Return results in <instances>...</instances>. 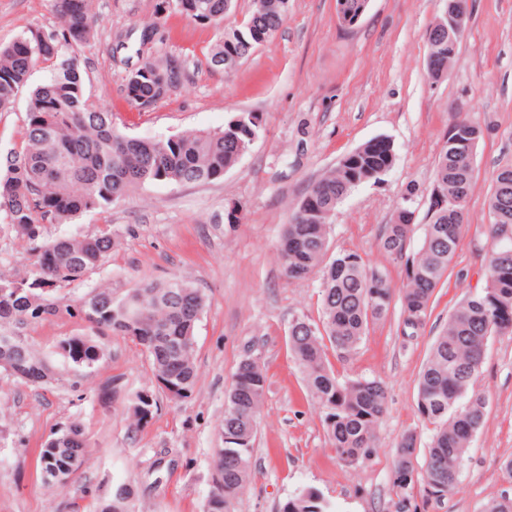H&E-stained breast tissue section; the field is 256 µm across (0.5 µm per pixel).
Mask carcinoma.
<instances>
[{
    "instance_id": "carcinoma-1",
    "label": "carcinoma",
    "mask_w": 512,
    "mask_h": 512,
    "mask_svg": "<svg viewBox=\"0 0 512 512\" xmlns=\"http://www.w3.org/2000/svg\"><path fill=\"white\" fill-rule=\"evenodd\" d=\"M56 0L58 25L46 31H27L0 46V112L13 108L20 89L28 86L40 62L50 64V79L30 89L22 147L8 153L0 164V213L16 235L32 244L36 273L0 274V342L11 341L16 359L31 376L27 385L38 387L53 379L45 358L12 325L78 318L96 331L129 337L141 345L150 360L153 377L162 372L172 382L194 392L195 326L202 313L204 293L184 278L163 284L140 283L122 293L108 286L91 289L70 304L62 288L84 280L99 269L112 250L106 232L50 241L52 257L38 252L36 241L47 224H64L92 211H103L146 184L210 183L224 177L253 145L255 127L226 122L214 131L190 130L167 139H146L121 132L112 112L93 107L84 97L87 72L75 48L96 36L99 17L91 0L71 6ZM225 0H168L166 7L196 21L224 23ZM288 0H260L238 30L230 28L212 44L207 63L225 70L224 56L247 59L251 52L237 32L269 40L284 24ZM458 42L430 44L427 51L452 65ZM138 62L121 59L127 76L138 78L124 94L129 109L146 112L169 97L183 78V65L173 59L144 56ZM482 137L479 125L460 115L448 126V136L435 163L428 191L427 223L420 248L408 252L414 225L403 223L407 207L416 205L417 191L407 188L390 223L379 237L381 249L403 267L401 286L388 273L369 266L353 251L326 260L327 234L332 214L355 187L378 182L380 173L394 164L395 153L374 150L365 142L343 155L316 180L293 209L284 225L278 256L290 281L308 279L323 268L319 321L296 319L289 328L291 352L302 369L306 386L321 409L324 432L336 457L356 467L375 455L377 429L387 410V391L375 378H341L329 356L348 362L356 354L370 325L385 318L394 301L400 303L401 334L411 336L425 324L431 299L448 275L465 229L462 201L471 192L473 158ZM487 248L483 284L467 295L448 315L418 374L417 413L435 426L424 461L418 435L402 434L392 465L396 512H419L413 490L422 489L423 504L442 502L458 486L468 461L470 443L482 427L488 398L472 390L489 340L512 336V165L494 175L488 198ZM23 292L13 296L12 289ZM69 349L61 356L78 368L91 369L105 355L87 336L60 340ZM267 387L260 363L242 360L231 377L224 400L221 438L216 452L215 478L210 495L224 493L223 512L250 477V459L257 423ZM90 456L89 440L80 423L48 437L40 451L42 479L47 485H65L73 478L65 471L69 460ZM130 485L112 490L98 512H132ZM280 512H333L331 503L314 487L288 498Z\"/></svg>"
}]
</instances>
